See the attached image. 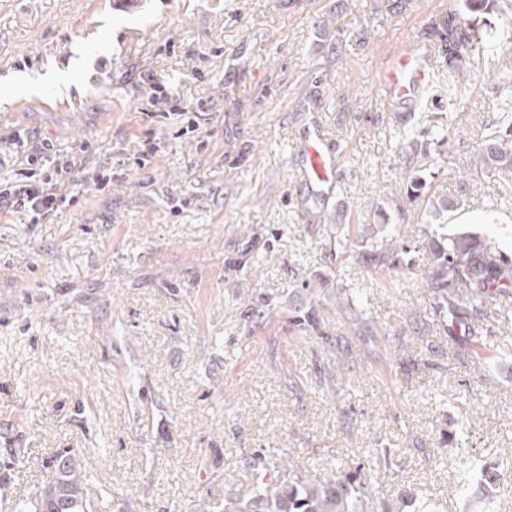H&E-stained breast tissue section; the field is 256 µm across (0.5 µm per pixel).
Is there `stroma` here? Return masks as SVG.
I'll return each mask as SVG.
<instances>
[{
  "instance_id": "obj_1",
  "label": "stroma",
  "mask_w": 512,
  "mask_h": 512,
  "mask_svg": "<svg viewBox=\"0 0 512 512\" xmlns=\"http://www.w3.org/2000/svg\"><path fill=\"white\" fill-rule=\"evenodd\" d=\"M462 5L0 0V179L27 166L9 139L24 129L76 153L65 184L81 194L39 224L0 213V512L62 452L87 470L96 512H215L229 489L250 498L258 452L351 473L386 455L376 485L412 495L404 512H512V478L465 496L455 470L463 454L506 468L512 315L463 337L489 355L478 381L417 286L443 223L512 255V173L470 165L512 105V0L479 17L494 49L457 70L463 111L382 90L393 52ZM15 72L37 91L10 87ZM156 87L199 108L196 131L150 105ZM441 118L431 195L487 208L435 221L394 203L409 176L395 134ZM314 122L337 156L330 188L302 174ZM396 227L413 250L385 271L366 239ZM339 288L357 292L358 323L337 316ZM311 302L314 330L295 320ZM336 336L349 350L331 392L320 352Z\"/></svg>"
}]
</instances>
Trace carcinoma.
Wrapping results in <instances>:
<instances>
[{
  "label": "carcinoma",
  "instance_id": "1",
  "mask_svg": "<svg viewBox=\"0 0 512 512\" xmlns=\"http://www.w3.org/2000/svg\"><path fill=\"white\" fill-rule=\"evenodd\" d=\"M495 0H464V10L448 14L433 27L431 47L443 52L448 63V102L456 98L453 73L470 56L484 50L469 15L490 10ZM448 127L434 125L421 130L419 138L399 144L402 160L410 165L427 156L423 137L447 140ZM484 169L512 166V113H500L492 134L476 153ZM412 201L428 193L424 180L414 177L403 189ZM408 245L396 235L391 242L375 241L371 260L384 269L398 267L400 256ZM431 260L424 274L432 308L431 319L450 336L456 331L471 335L475 327L488 318L489 301L512 298V257L499 253L488 240L473 234L444 235L431 239ZM296 481H284L274 487L256 476L252 497L245 501L229 498L224 512H391L388 501L374 500L380 488L373 473L343 474L342 468L331 469L319 481L306 480L309 465L290 463ZM86 478L80 460L71 454L56 458L55 474L41 486L35 496L16 506L17 512H93L91 500L84 491Z\"/></svg>",
  "mask_w": 512,
  "mask_h": 512
}]
</instances>
